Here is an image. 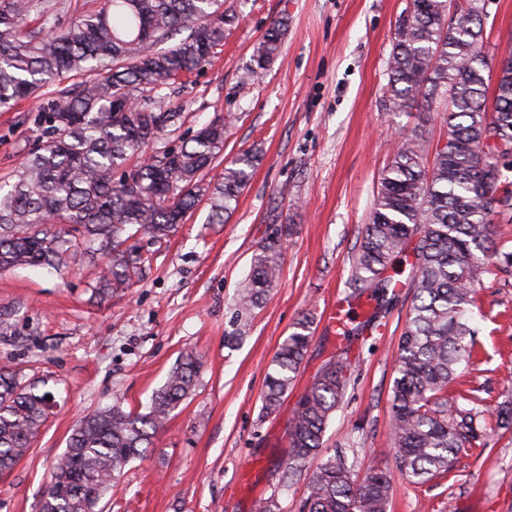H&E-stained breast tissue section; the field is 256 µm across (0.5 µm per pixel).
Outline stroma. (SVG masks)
Returning <instances> with one entry per match:
<instances>
[{
    "label": "stroma",
    "mask_w": 512,
    "mask_h": 512,
    "mask_svg": "<svg viewBox=\"0 0 512 512\" xmlns=\"http://www.w3.org/2000/svg\"><path fill=\"white\" fill-rule=\"evenodd\" d=\"M239 22L181 83L147 97L182 125L174 145L204 123L224 120V157L259 148L262 160L225 223L201 202L153 254L141 280L109 298L89 282L101 264L0 272V369L44 383L53 408L30 453L0 477V512H39L51 468L85 414L121 401L138 411L184 356L201 355L195 391L154 445L125 468L101 512H299L308 478L279 486L269 469L286 455L283 426L299 392L341 350L355 364L326 429L322 453L344 452L356 472L395 475L388 512H512V439L460 454L446 479L410 485L388 451L393 356L409 290L382 327L341 335L323 320L349 293L351 257L369 223L376 183L402 136L439 134V115L395 112L386 100L391 37L407 0H226ZM485 54L496 59L512 35V0H484ZM287 17L281 56L258 78L241 75L270 24ZM46 98L0 112V181L9 179L48 131ZM284 248L281 276L242 335L234 300L253 254L269 239ZM477 356L460 388L492 403L512 395V274L485 276ZM312 339L294 391L262 411L266 374L302 317Z\"/></svg>",
    "instance_id": "obj_1"
}]
</instances>
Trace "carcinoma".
<instances>
[{
  "mask_svg": "<svg viewBox=\"0 0 512 512\" xmlns=\"http://www.w3.org/2000/svg\"><path fill=\"white\" fill-rule=\"evenodd\" d=\"M481 0L448 16V0H409L392 37L388 101L404 112L420 105L442 112L437 142L405 140L380 174L370 223L352 257L349 294L370 292L371 320L397 300L395 277L409 267L412 299L398 340L391 396L390 446L402 475L424 484L448 474L462 448L490 431H512V398L484 411L465 409L452 391L476 346L468 311L487 273L479 255L512 272V249L495 241L494 225L512 223V47L494 65L483 52ZM224 0H103L68 27L48 0H0V109L34 100L46 87L51 135L0 185V270L58 267L87 253L105 259L92 285L103 298L129 288L145 263L137 237L167 239L204 199L212 222L231 214L259 155L244 150L223 181L204 173L223 155L224 123L202 126L175 147H156L176 126L139 98L197 70L236 23ZM288 19L273 20L254 47L245 79L281 53ZM88 72L97 78L66 85ZM495 87H490V83ZM279 241L261 245L236 297L240 334L280 276ZM311 341L302 318L268 372L263 410L271 414L292 391ZM200 359L192 354L168 374L144 412L115 403L86 415L57 459L40 512H97L125 466L143 455L172 411L194 390ZM353 363L332 357L300 394L288 419V484L313 468L302 512H387L392 478L372 466L362 481L342 455H320L329 420L347 389ZM47 393L0 370V475L28 454L50 408Z\"/></svg>",
  "mask_w": 512,
  "mask_h": 512,
  "instance_id": "carcinoma-1",
  "label": "carcinoma"
}]
</instances>
